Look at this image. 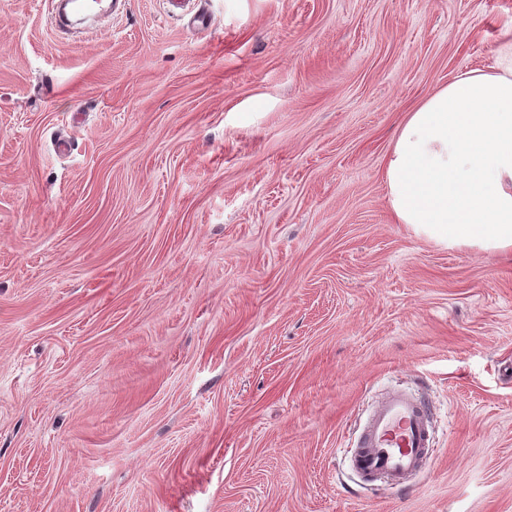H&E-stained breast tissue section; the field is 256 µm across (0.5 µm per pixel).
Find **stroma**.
Here are the masks:
<instances>
[{
  "label": "stroma",
  "instance_id": "obj_1",
  "mask_svg": "<svg viewBox=\"0 0 512 512\" xmlns=\"http://www.w3.org/2000/svg\"><path fill=\"white\" fill-rule=\"evenodd\" d=\"M51 19L0 0V512H512V255L382 174L512 0ZM393 388L435 407L407 494L347 456Z\"/></svg>",
  "mask_w": 512,
  "mask_h": 512
}]
</instances>
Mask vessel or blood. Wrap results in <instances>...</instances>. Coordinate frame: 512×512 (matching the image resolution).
<instances>
[{
  "label": "vessel or blood",
  "mask_w": 512,
  "mask_h": 512,
  "mask_svg": "<svg viewBox=\"0 0 512 512\" xmlns=\"http://www.w3.org/2000/svg\"><path fill=\"white\" fill-rule=\"evenodd\" d=\"M432 407L425 398L395 388L374 405L350 456L364 485L399 486L435 458Z\"/></svg>",
  "instance_id": "obj_1"
}]
</instances>
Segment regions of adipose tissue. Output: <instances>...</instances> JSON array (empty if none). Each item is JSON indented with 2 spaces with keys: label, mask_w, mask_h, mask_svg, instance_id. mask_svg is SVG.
<instances>
[{
  "label": "adipose tissue",
  "mask_w": 512,
  "mask_h": 512,
  "mask_svg": "<svg viewBox=\"0 0 512 512\" xmlns=\"http://www.w3.org/2000/svg\"><path fill=\"white\" fill-rule=\"evenodd\" d=\"M395 223L447 248L512 251V66L457 73L407 112L383 163Z\"/></svg>",
  "instance_id": "adipose-tissue-1"
}]
</instances>
